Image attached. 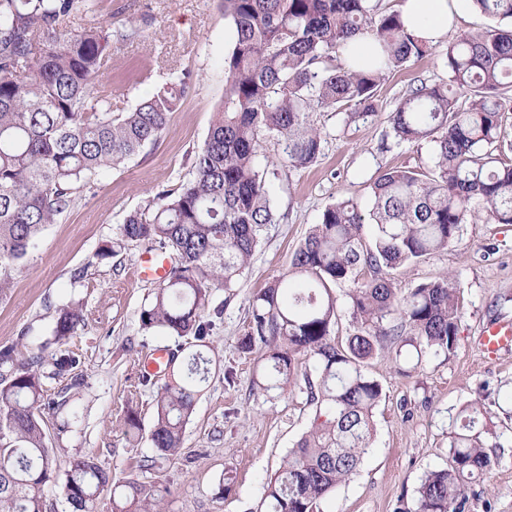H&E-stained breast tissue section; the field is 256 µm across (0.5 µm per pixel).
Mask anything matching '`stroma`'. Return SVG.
<instances>
[{
    "instance_id": "1",
    "label": "stroma",
    "mask_w": 512,
    "mask_h": 512,
    "mask_svg": "<svg viewBox=\"0 0 512 512\" xmlns=\"http://www.w3.org/2000/svg\"><path fill=\"white\" fill-rule=\"evenodd\" d=\"M97 18L115 27L130 19L144 25L141 37L117 45L102 70L100 85L111 90L113 111L131 110L174 73H192L195 86L154 146L95 176L27 257L0 271L6 281L0 290V347L39 351L48 361L63 353L75 358L71 376L43 377L48 397L69 387L71 378L82 382L71 399L76 419L69 432L58 433L56 416H45L58 477L41 494L48 512H64L62 477L74 457L90 454L114 479L168 487L169 512H259L268 480L311 427L315 408L306 381L316 373L305 360L283 391L257 387L266 349H240L250 301L287 270L327 204L339 198L367 203L380 172L430 161V142L386 150L381 144L408 86L416 80L440 83L447 73L431 55L388 74L377 92V115L365 122L313 113L323 133L322 153L309 167L280 171L272 180L278 223L264 228L237 288L212 293L211 303L222 314L206 339L210 373L185 427L184 445L178 457L146 471L139 463L154 450L146 440L128 441L124 419L136 412L142 428L150 429L162 383L143 381L139 362L154 347H175L178 339L141 327V311L155 286L136 276L140 249L128 246L106 259L97 250L117 238L127 215L149 205L158 189L191 179L194 154L224 95L231 22L220 0H99ZM443 273L460 289L454 354L426 357L413 371L385 357L372 360L368 372L383 387L373 447L351 479L321 502L320 512H398L425 473L446 467L453 419L462 405L475 401L493 414L495 433L486 443L495 465L483 482L467 488L464 512H512V403L504 399L512 392V351L490 358L476 344L487 322H512V224L464 225L458 243L407 267L398 279L410 288ZM71 305L82 306L86 322L59 346L55 318Z\"/></svg>"
}]
</instances>
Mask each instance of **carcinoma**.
I'll return each instance as SVG.
<instances>
[{
	"instance_id": "1",
	"label": "carcinoma",
	"mask_w": 512,
	"mask_h": 512,
	"mask_svg": "<svg viewBox=\"0 0 512 512\" xmlns=\"http://www.w3.org/2000/svg\"><path fill=\"white\" fill-rule=\"evenodd\" d=\"M471 2L491 25L439 50L406 28L400 11L382 12L373 0H221L236 39L224 57V96L194 155L193 179L159 189L152 204L126 217L120 238L98 251L105 259L135 244L171 254L142 326L196 346L174 351L184 359L156 401L148 431L154 455L141 468L182 448L208 378L202 348L212 326L211 293L236 286L263 227L278 221L264 142L277 145L275 165L309 166L322 151L311 113L372 118L388 73L433 54L448 81L411 84L390 116L396 143H434L432 165L384 171L370 185L366 209L350 198L325 206L288 270L252 299L241 347L260 342L267 349L259 387L284 389L302 359L317 373V382H308L313 422L269 480L268 512H318L357 471L383 395L367 372L371 359L387 352L419 362L454 353L461 318L454 279L445 274L403 291L395 275L456 244L468 223L512 224V0ZM96 11V0H0V269L22 260L94 176L155 144L192 88L191 73L182 72L130 111L112 113L99 86L102 69L112 48L142 29L132 21L116 29L69 26ZM357 36L379 46L370 65L325 67L336 47ZM338 288L350 309L342 344L335 336ZM85 321L82 309H62L55 341L66 342ZM43 366L40 353L0 348V512H46L40 487L56 478V468L43 411L64 412L71 396L44 397ZM490 420L478 402L460 408L447 467L426 473L400 512H463L466 486L492 470L483 440ZM64 494L68 512H99L105 494L111 512H165L168 489L116 481L87 454L70 462Z\"/></svg>"
}]
</instances>
